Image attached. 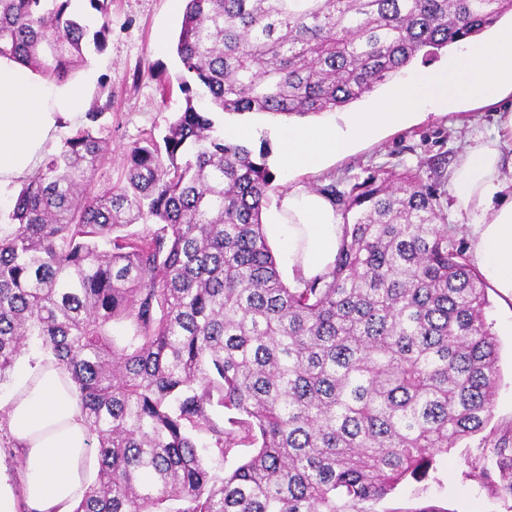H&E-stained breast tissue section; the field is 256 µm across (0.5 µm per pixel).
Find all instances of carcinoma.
<instances>
[{"label":"carcinoma","mask_w":512,"mask_h":512,"mask_svg":"<svg viewBox=\"0 0 512 512\" xmlns=\"http://www.w3.org/2000/svg\"><path fill=\"white\" fill-rule=\"evenodd\" d=\"M72 2L0 0V57L67 81L111 32L110 0H89L94 30ZM509 12L512 0H187L185 107L105 190L112 97L90 105L0 225V385L35 349L79 393L99 469L73 512H376L485 429L499 344L487 283L444 223L443 175L313 188L340 207L341 246L330 272L290 286L263 230L269 152L215 113L342 109ZM200 437L237 463L215 474ZM468 467L512 498V426Z\"/></svg>","instance_id":"cac0c4a2"}]
</instances>
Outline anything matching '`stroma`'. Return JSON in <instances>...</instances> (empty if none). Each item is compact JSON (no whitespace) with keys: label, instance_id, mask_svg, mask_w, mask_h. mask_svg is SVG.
<instances>
[{"label":"stroma","instance_id":"1","mask_svg":"<svg viewBox=\"0 0 512 512\" xmlns=\"http://www.w3.org/2000/svg\"><path fill=\"white\" fill-rule=\"evenodd\" d=\"M110 20L103 51L91 53L87 66L71 78L82 87L86 102L112 99V109L102 119L110 151L95 172L102 189L119 181L127 150L147 135H163L185 106L179 90L183 71L176 55L182 18L173 14L170 0H112ZM509 105L512 92L500 103H465L449 115L420 110L405 125L381 129L373 139L355 144L321 171L301 175L300 180L309 186L337 178L356 182L380 170L402 172L438 162L452 169L465 143L494 132L498 112ZM219 120L228 133L247 129V147L256 151L268 146V164L276 166L275 150L279 132L288 123L286 116L224 113ZM487 294L485 317L499 340L500 368L490 426L499 430L512 426V298L494 287ZM481 443L477 436L466 439L434 459L427 494L447 512H512V498H501L466 475L467 460Z\"/></svg>","mask_w":512,"mask_h":512}]
</instances>
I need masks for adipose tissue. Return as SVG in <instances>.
Returning a JSON list of instances; mask_svg holds the SVG:
<instances>
[{"instance_id":"1","label":"adipose tissue","mask_w":512,"mask_h":512,"mask_svg":"<svg viewBox=\"0 0 512 512\" xmlns=\"http://www.w3.org/2000/svg\"><path fill=\"white\" fill-rule=\"evenodd\" d=\"M512 88V26L490 40L466 42L446 68L421 72L393 87L368 112L343 123L285 126L279 168L316 171L353 142L384 125L407 122L413 109L454 112L465 101H492ZM80 85L47 93L28 68L0 58V188L27 180L82 105ZM459 215L468 220L470 255L503 294L512 296V108L493 134L470 139L448 174ZM270 241L286 250L289 279L329 272L341 243L333 203L305 184L290 185L266 216ZM9 434L19 451V483L28 512H71L89 481L92 457L81 401L62 369L37 358L17 378L6 404Z\"/></svg>"}]
</instances>
